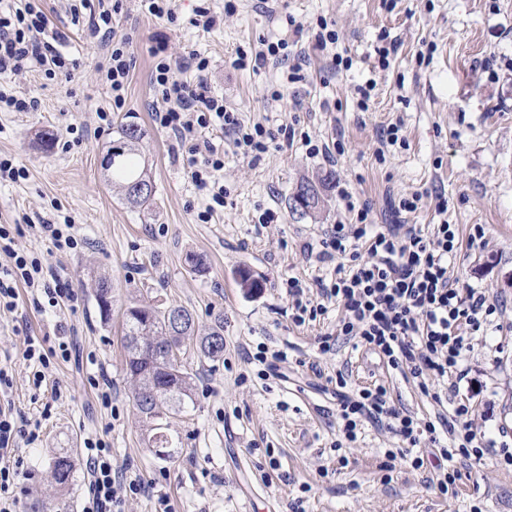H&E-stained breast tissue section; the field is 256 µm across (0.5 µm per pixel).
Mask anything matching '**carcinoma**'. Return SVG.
I'll return each mask as SVG.
<instances>
[{
  "instance_id": "carcinoma-1",
  "label": "carcinoma",
  "mask_w": 512,
  "mask_h": 512,
  "mask_svg": "<svg viewBox=\"0 0 512 512\" xmlns=\"http://www.w3.org/2000/svg\"><path fill=\"white\" fill-rule=\"evenodd\" d=\"M146 137L147 132L141 125L122 123L116 127L115 137L107 149L115 158V163L107 169L112 190L133 207L150 205L155 194L149 169L135 160ZM138 185L145 186L146 192L139 193L136 190ZM323 204L320 186L312 179L302 180L292 196V208L296 211H316ZM96 297L101 317L109 318L112 288L107 278H98ZM175 312L184 318L178 330L172 325ZM192 339L201 356L211 361L221 360L224 356V316L215 317L209 331L201 335L194 314L183 306L159 307L137 303L126 310L123 336L126 374L134 387L135 404L143 427L150 434L148 442L154 448H162L168 443L167 437L157 432L161 422L179 415L194 403V379L177 358L184 342ZM148 380L158 387L155 398L146 393ZM73 476L71 455L67 452L56 454L50 464V477L56 490L64 492Z\"/></svg>"
}]
</instances>
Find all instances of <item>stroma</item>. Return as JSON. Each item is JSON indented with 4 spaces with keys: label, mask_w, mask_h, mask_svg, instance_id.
Returning a JSON list of instances; mask_svg holds the SVG:
<instances>
[{
    "label": "stroma",
    "mask_w": 512,
    "mask_h": 512,
    "mask_svg": "<svg viewBox=\"0 0 512 512\" xmlns=\"http://www.w3.org/2000/svg\"><path fill=\"white\" fill-rule=\"evenodd\" d=\"M198 0H176L179 22L169 25L125 0L112 25L130 39L134 67L122 109L95 77L99 47L86 36L89 0H43L50 27L64 32L79 65L70 78L43 79L30 71L12 79L15 95L35 99L36 110L0 112V157L24 167L27 177L0 182V224H41L71 219L80 244L62 254L26 233L21 248L63 268L74 301L51 311L19 288L17 309L0 313V359L12 369V405L39 419L41 437L16 448L24 477L20 501L52 492V455L72 451L75 480L66 494L69 512H81L88 493L83 440L97 435L112 448V463L166 493L172 512H512V467L456 458L451 494L437 489L433 469L391 461L400 447L387 426L365 423L348 441L336 419L337 377L348 390L382 384L392 405L429 418L449 408L421 394L402 373L366 347L339 334L341 306L304 325L291 320L286 282L302 279L315 296L329 265L307 255L326 225L347 220L343 193L368 202L377 224H419L441 219L468 235L482 224L481 242L463 244L449 271L459 284L508 305L500 324L474 337L465 365L475 385L474 432H512V0H236L223 25L192 26ZM332 22L336 44L320 48L318 19ZM396 40L388 68L374 52L380 34ZM285 40L289 64L301 65L305 81L286 82L284 69H235L237 49ZM165 42L183 59L196 52L210 61L208 82L245 126L293 127L313 143L341 142L344 154H308L302 141L270 147L254 161L224 151L220 178L228 192L209 222L197 218L208 199L182 164L175 140L151 115L158 94L151 82L152 47ZM429 61H420L421 52ZM351 66L336 72L333 55ZM375 85L368 110L357 106V86ZM279 91V100L270 92ZM108 112L107 120L95 115ZM133 118L148 132L142 158L155 181L148 209L118 199L103 166L116 126ZM401 124L403 143L386 162L376 151L382 128ZM55 136L43 149L42 132ZM323 180L326 205L300 214L290 208L302 179ZM421 194L412 213L401 199ZM448 200L447 215L435 211ZM274 209L277 223L258 228ZM203 258L194 271L189 255ZM245 268L262 288H241ZM112 283V312L102 319L95 300L98 277ZM187 307L199 327L224 318V358L213 363L188 346L183 363L196 394L186 413L173 419L165 453L148 444L123 368L122 316L133 302ZM45 348L60 337L73 343L70 360H55L41 388H34L22 357L25 339ZM333 349L321 353L322 337ZM287 349L288 359L262 366L250 359L259 344ZM106 371L111 403L103 405L90 377Z\"/></svg>",
    "instance_id": "obj_1"
}]
</instances>
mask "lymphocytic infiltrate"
Masks as SVG:
<instances>
[{"mask_svg":"<svg viewBox=\"0 0 512 512\" xmlns=\"http://www.w3.org/2000/svg\"><path fill=\"white\" fill-rule=\"evenodd\" d=\"M120 9L115 0H104L91 13L88 30L101 40L107 56L98 67L101 81L112 91L115 108H123L133 58L128 40L112 37V15ZM64 34L51 29L39 0H0V74H20L38 68L53 79L70 73V60L63 53ZM152 83L161 95L152 110L156 124L165 129L182 149L184 166L199 191L214 204H223L227 191L218 173L224 168V151L209 134L218 131L229 136L237 153L259 158L277 140L293 143L294 129L273 131L262 126L242 125L222 98L212 94L207 77L210 62L191 54L195 82L177 78V65L166 53L165 44L152 51ZM350 222L331 225L319 243L317 262L330 264V279L319 281L320 303L304 300L302 280L287 281L292 299V320L302 325L326 313L327 301L344 308L340 333L373 350L388 366L407 374L421 391L430 383L448 385L452 394V418L424 419L401 415L388 401L383 385L360 389L354 395L338 398V416L348 440H355L363 419L393 418L403 445L415 448L428 441L437 462L436 486L448 494L456 483V473L446 464L454 455L483 459L486 449L500 452L501 464L512 466V444L505 433L476 437L469 424L471 404L460 396L459 383L466 375L464 366L470 339L486 331L500 306L490 303L478 288H462L448 276V261L460 247L455 225L440 222L432 233L417 225L373 224L368 205L346 200ZM18 225L0 224V309L14 311L18 285L41 290L49 307L73 300L75 293L61 271L47 267L29 252L17 249ZM40 427L12 405H0V451L16 447L18 439L36 442ZM83 458L88 477V496L83 512H117L122 497L148 493L151 483L129 476L112 467V448L98 436L83 441Z\"/></svg>","mask_w":512,"mask_h":512,"instance_id":"lymphocytic-infiltrate-1","label":"lymphocytic infiltrate"}]
</instances>
